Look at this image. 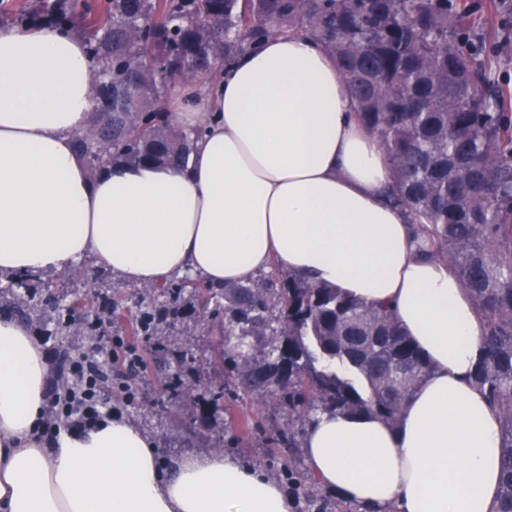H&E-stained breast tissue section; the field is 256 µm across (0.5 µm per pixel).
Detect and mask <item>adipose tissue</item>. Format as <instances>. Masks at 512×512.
Returning a JSON list of instances; mask_svg holds the SVG:
<instances>
[{
    "mask_svg": "<svg viewBox=\"0 0 512 512\" xmlns=\"http://www.w3.org/2000/svg\"><path fill=\"white\" fill-rule=\"evenodd\" d=\"M90 77L80 37L0 26V275L90 256L133 287L185 273L221 286L275 262L389 305L430 373L398 426L315 414L308 471L364 512H493L500 417L468 381L483 347L478 314L383 202L386 152L323 44L271 34L214 80L179 90L174 120L203 128L184 168L90 177L73 149ZM50 376L38 338L0 317V512H292L278 483L218 450L161 471L153 435L118 413L44 435Z\"/></svg>",
    "mask_w": 512,
    "mask_h": 512,
    "instance_id": "obj_1",
    "label": "adipose tissue"
}]
</instances>
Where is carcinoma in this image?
<instances>
[{
  "label": "carcinoma",
  "instance_id": "obj_1",
  "mask_svg": "<svg viewBox=\"0 0 512 512\" xmlns=\"http://www.w3.org/2000/svg\"><path fill=\"white\" fill-rule=\"evenodd\" d=\"M204 15L206 25L194 23ZM82 20L89 57L112 71L104 106L74 137L91 175L108 165L185 167L202 127H179L165 103L177 84L216 76L272 32L320 40L358 116L390 163L385 201L411 221L418 251L448 264L482 324L471 382L502 420L496 512H512V112L486 76L481 35L452 0H54L50 20ZM189 281L143 289L137 336H163ZM224 313L221 353L236 396L270 398L296 429L315 413L394 425L430 366L391 309L349 298L279 265L262 279L198 289Z\"/></svg>",
  "mask_w": 512,
  "mask_h": 512
}]
</instances>
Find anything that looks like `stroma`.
I'll return each instance as SVG.
<instances>
[{"label":"stroma","mask_w":512,"mask_h":512,"mask_svg":"<svg viewBox=\"0 0 512 512\" xmlns=\"http://www.w3.org/2000/svg\"><path fill=\"white\" fill-rule=\"evenodd\" d=\"M456 2L464 9V22L481 33L487 45L496 47L490 77L512 94V0ZM82 270L79 279L68 270L37 275L27 283L32 299L25 303L1 291L0 314L20 319L44 339L47 356L56 369L61 366L63 352L75 355L86 350V322L95 316L105 319L97 333L99 345H106L111 336L131 337L143 365L131 370L122 357H114L112 379L101 401L104 408L125 415L155 436L163 468H171L183 456L219 448L241 465L263 470L279 485L291 479L306 484L302 449L287 455L276 443L278 435L293 426L286 409L258 399L243 402L229 394L218 410L197 398L188 399L182 409L168 401L165 387L170 383L216 387L227 380V361L214 356L219 339L217 318L204 314L198 301L185 293L177 302L179 315L171 332L132 336L129 320L141 302V289L124 285L90 258L83 261ZM55 301L75 305L77 332L58 327V314L51 308ZM159 350L174 362L164 374L154 368V355Z\"/></svg>","instance_id":"1"}]
</instances>
